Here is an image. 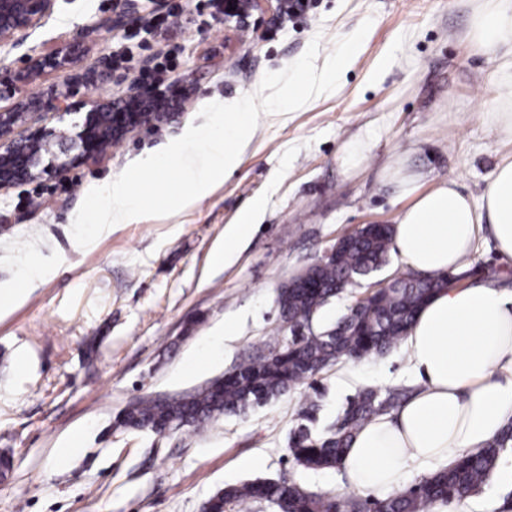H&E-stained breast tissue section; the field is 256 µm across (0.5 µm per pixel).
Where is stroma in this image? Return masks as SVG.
<instances>
[{
	"instance_id": "obj_1",
	"label": "stroma",
	"mask_w": 512,
	"mask_h": 512,
	"mask_svg": "<svg viewBox=\"0 0 512 512\" xmlns=\"http://www.w3.org/2000/svg\"><path fill=\"white\" fill-rule=\"evenodd\" d=\"M165 33L152 31L168 0H136L139 18L115 26L117 0H57L28 45L48 53L68 45L72 66L133 50L120 81L70 91L66 74L48 67L16 88L0 89V110L23 100L69 93L71 102L123 99L151 53L146 40L174 50L173 82L184 88L175 122L136 132L98 150L68 181L50 179L0 190V291L22 298L0 310V449L14 469L0 483V512H201L227 485L285 478L312 491H340L342 469L309 470L287 452L302 404L315 400L313 436L327 433L359 390L408 388L414 378L398 348L343 360L269 405L167 436L116 430L129 403L193 390L272 342L280 324L277 291L359 226L392 223L402 204L383 168L403 161L426 173L425 187L455 179L480 199L512 139L489 131L494 111L485 80L491 62L463 34L474 0H314L288 22L265 14L247 24L200 14L196 0ZM364 50L336 91L301 110L259 117L240 165L222 185L176 214L146 217L106 230L79 247L71 234L87 194L131 163L163 149L188 124L203 125L204 101L224 102L253 90L268 72L296 61L313 38L320 56L364 20ZM386 68H379V60ZM360 144L365 163L344 162ZM259 197L267 209L224 264V229ZM44 273L26 280L28 260ZM97 344L86 361L88 341ZM67 463L56 451L71 439ZM258 461L253 470L245 461ZM512 493V450L470 497L472 512L503 504Z\"/></svg>"
}]
</instances>
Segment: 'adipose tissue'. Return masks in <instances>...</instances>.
<instances>
[{"label": "adipose tissue", "mask_w": 512, "mask_h": 512, "mask_svg": "<svg viewBox=\"0 0 512 512\" xmlns=\"http://www.w3.org/2000/svg\"><path fill=\"white\" fill-rule=\"evenodd\" d=\"M467 39L495 63L492 83L512 85V0H480ZM404 203L393 221L405 269L431 277L463 268L483 232L512 263V160L481 200L453 179L424 188V173L385 168ZM418 384L397 411L363 424L341 466L357 493L400 494L410 468L448 465L486 447L512 421V292L472 282L434 293L400 347Z\"/></svg>", "instance_id": "obj_1"}]
</instances>
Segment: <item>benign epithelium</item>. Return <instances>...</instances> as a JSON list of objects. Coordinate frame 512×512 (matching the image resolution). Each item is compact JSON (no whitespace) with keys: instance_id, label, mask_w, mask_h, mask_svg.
<instances>
[{"instance_id":"obj_1","label":"benign epithelium","mask_w":512,"mask_h":512,"mask_svg":"<svg viewBox=\"0 0 512 512\" xmlns=\"http://www.w3.org/2000/svg\"><path fill=\"white\" fill-rule=\"evenodd\" d=\"M56 0H0V47L8 46L20 52L24 61L21 75L34 74L46 67L66 72L74 87H89L116 79L112 64L106 57L98 60L91 71H68L71 48L62 47L51 55H42L36 48L26 46L29 31L51 16ZM59 120L70 119L77 129L69 135L55 127L41 126L22 135L15 133L19 125L17 115L43 108V103H24L10 112H0V189L19 183H33L46 179H61L89 157L98 144L105 140L122 139L147 126H157L175 119L177 113L165 112L156 101L146 100L142 111L134 113L133 120L125 123L119 113L104 105L90 101L77 107L59 99L48 101ZM56 143L59 153L48 163L43 162L42 147Z\"/></svg>"}]
</instances>
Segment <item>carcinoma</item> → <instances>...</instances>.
Masks as SVG:
<instances>
[{"label":"carcinoma","instance_id":"cac0c4a2","mask_svg":"<svg viewBox=\"0 0 512 512\" xmlns=\"http://www.w3.org/2000/svg\"><path fill=\"white\" fill-rule=\"evenodd\" d=\"M391 241V227L371 229L350 239L336 258L311 266L310 285L285 282L277 295L281 325L275 346L191 391L139 399L119 412L115 425L154 434L198 428L265 405L341 359L385 353L402 340L420 307L434 292L448 287V281L435 279L426 285L413 273H403L395 277L399 287L372 290L335 325L317 329L313 321L331 298L380 270ZM407 396L405 389H363L326 436L314 438L301 426L289 436L287 451L304 467L334 468L365 422L390 413ZM508 448L512 449V422L487 447L466 453L386 499L364 501L353 495L313 492L295 481L256 480L226 487L204 506L209 512H226L251 502L264 503L276 512H429L438 501H461L476 494Z\"/></svg>","mask_w":512,"mask_h":512}]
</instances>
